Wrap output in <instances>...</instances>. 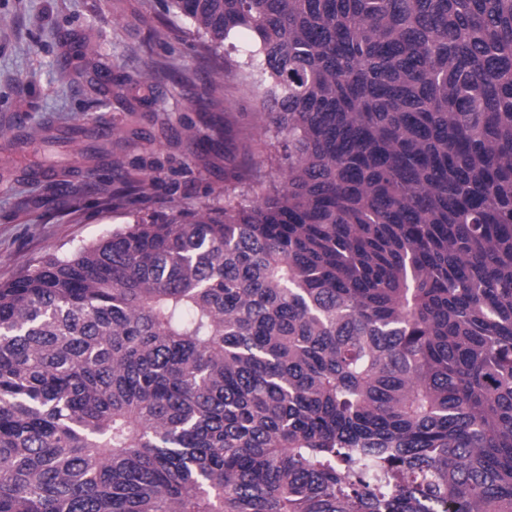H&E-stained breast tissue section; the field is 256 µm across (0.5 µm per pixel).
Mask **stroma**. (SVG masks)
Wrapping results in <instances>:
<instances>
[{
  "instance_id": "1",
  "label": "stroma",
  "mask_w": 512,
  "mask_h": 512,
  "mask_svg": "<svg viewBox=\"0 0 512 512\" xmlns=\"http://www.w3.org/2000/svg\"><path fill=\"white\" fill-rule=\"evenodd\" d=\"M256 110L162 0H0V141L28 144L0 159V282L132 223L112 204L122 183L149 213L223 204L226 179L263 158ZM101 117L118 132L89 172L76 130Z\"/></svg>"
}]
</instances>
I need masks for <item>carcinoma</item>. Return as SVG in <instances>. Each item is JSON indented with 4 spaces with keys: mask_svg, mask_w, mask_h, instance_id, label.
Instances as JSON below:
<instances>
[{
    "mask_svg": "<svg viewBox=\"0 0 512 512\" xmlns=\"http://www.w3.org/2000/svg\"><path fill=\"white\" fill-rule=\"evenodd\" d=\"M165 2L281 179L0 282V512H512V0Z\"/></svg>",
    "mask_w": 512,
    "mask_h": 512,
    "instance_id": "carcinoma-1",
    "label": "carcinoma"
}]
</instances>
